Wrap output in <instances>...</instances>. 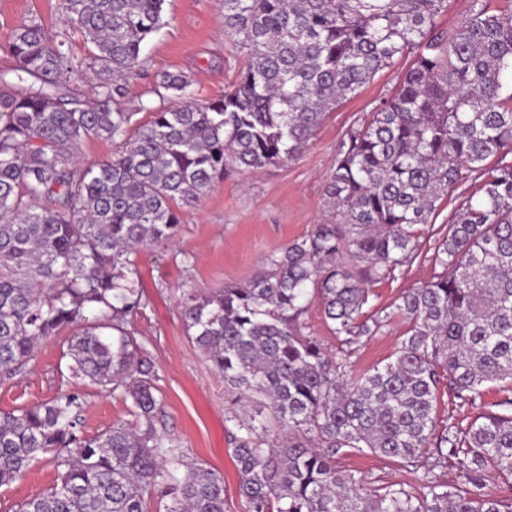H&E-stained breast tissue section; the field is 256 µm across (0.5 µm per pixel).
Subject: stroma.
<instances>
[{"mask_svg": "<svg viewBox=\"0 0 512 512\" xmlns=\"http://www.w3.org/2000/svg\"><path fill=\"white\" fill-rule=\"evenodd\" d=\"M32 20L41 23L55 40L67 42L73 65L68 80L92 82L88 46L72 32L63 0H0V71L14 65L6 50L11 32ZM244 64L242 52L224 34V0H166L164 24L145 43L138 67L124 81L119 105L131 113V124L136 127L149 122L161 106L156 89L165 73H184L194 99L203 103L231 89ZM406 66L401 60L383 70L329 113L298 156L261 169L226 172L196 206L182 209L180 230L171 245L146 247L136 256L148 302L134 316L133 326L157 366V384L165 399L158 427L178 440L185 460L223 473L224 512H244L227 433L231 416L242 415L243 410L231 403L223 378L188 337L180 307L182 294L191 288L207 291L247 283L261 271L266 256L326 219L322 188L341 139L350 127L368 118L383 97L396 91ZM474 188L470 181L456 186L433 222L418 226L411 258L394 276L372 285L364 310L386 316L387 324L379 334L341 345L328 328L320 302L308 304L302 317L307 332L331 353L347 348L348 374L383 366L392 357L410 327L398 308L400 297L442 273L435 247L448 233L461 194ZM69 336L65 330L41 342L20 372L0 377V411L45 402L69 384L65 357ZM74 386L85 396L81 426L86 434H98L129 420L120 395L80 381ZM508 399L512 400L508 380L485 384L481 401L473 406L443 393L437 401L436 420L441 426L467 423L500 411L502 401ZM336 463L363 478L370 489L393 482L419 485L418 469L368 451L337 455ZM54 479L50 459L35 462L22 479L0 487V512H15L20 502L41 494Z\"/></svg>", "mask_w": 512, "mask_h": 512, "instance_id": "1", "label": "stroma"}]
</instances>
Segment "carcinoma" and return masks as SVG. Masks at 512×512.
Returning a JSON list of instances; mask_svg holds the SVG:
<instances>
[{
  "instance_id": "1",
  "label": "carcinoma",
  "mask_w": 512,
  "mask_h": 512,
  "mask_svg": "<svg viewBox=\"0 0 512 512\" xmlns=\"http://www.w3.org/2000/svg\"><path fill=\"white\" fill-rule=\"evenodd\" d=\"M165 0H64L92 46L89 89L62 77L65 42L37 22L15 28V68L0 74V371L71 329L74 379L120 393L131 422L91 437L77 428L83 396L0 412V486L52 460L56 479L19 512H224V475L183 461L158 430L164 398L155 362L130 326L146 305L135 256L167 247L194 206L232 168L295 157L325 116L401 58L398 90L350 128L323 188L329 219L267 256L244 286L183 294L188 336L224 378L232 401L259 400L288 430L269 443L234 418L233 456L246 512H512L487 493L512 489V403L437 429L438 395L472 405L489 382L512 380V8L472 0L456 29L438 28L447 0H224V33L245 65L223 96L198 103L181 74L162 76L175 102L127 136L113 107L162 24ZM88 139L119 142L84 165ZM435 254L448 273L411 288L394 359L346 379L305 332L319 299L334 335L374 336L369 286L415 249L448 191L469 179ZM404 466L425 454L459 468L463 487L428 467L420 492H366L336 465L344 452Z\"/></svg>"
}]
</instances>
